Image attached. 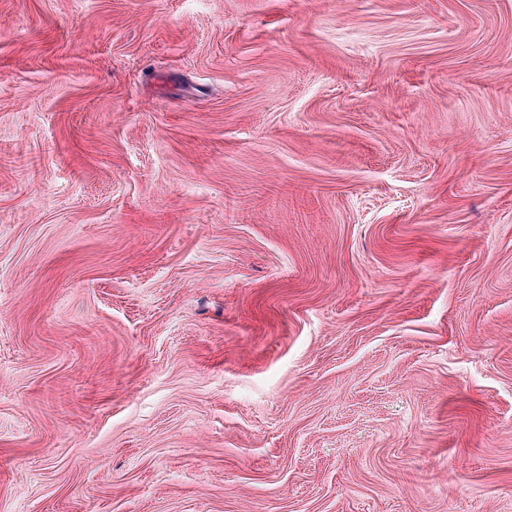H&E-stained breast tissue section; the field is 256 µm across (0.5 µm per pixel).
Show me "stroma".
<instances>
[{
	"label": "stroma",
	"mask_w": 512,
	"mask_h": 512,
	"mask_svg": "<svg viewBox=\"0 0 512 512\" xmlns=\"http://www.w3.org/2000/svg\"><path fill=\"white\" fill-rule=\"evenodd\" d=\"M0 512H512V0H0Z\"/></svg>",
	"instance_id": "1"
}]
</instances>
